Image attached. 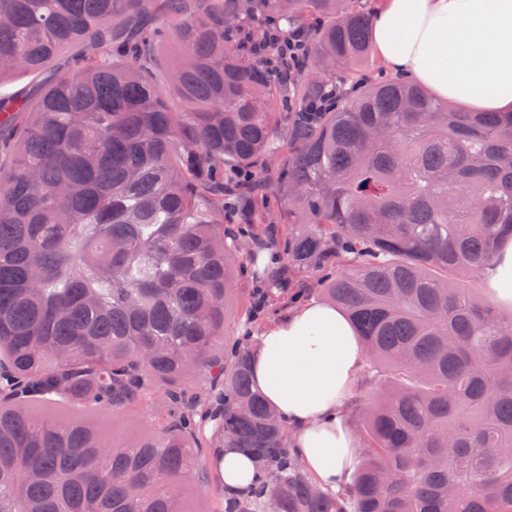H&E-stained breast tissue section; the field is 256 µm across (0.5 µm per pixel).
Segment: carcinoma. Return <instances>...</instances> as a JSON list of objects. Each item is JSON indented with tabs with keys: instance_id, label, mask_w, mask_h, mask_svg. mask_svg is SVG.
I'll list each match as a JSON object with an SVG mask.
<instances>
[{
	"instance_id": "obj_1",
	"label": "carcinoma",
	"mask_w": 512,
	"mask_h": 512,
	"mask_svg": "<svg viewBox=\"0 0 512 512\" xmlns=\"http://www.w3.org/2000/svg\"><path fill=\"white\" fill-rule=\"evenodd\" d=\"M370 26L362 0H0V78L85 46L0 99V512H187L201 425L264 464L224 512H512V313L479 288L512 239V116L366 79ZM271 224L288 282L348 315L386 383L336 493L253 389L249 347L224 356ZM147 396L135 441L33 408L117 424Z\"/></svg>"
}]
</instances>
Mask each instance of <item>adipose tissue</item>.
I'll list each match as a JSON object with an SVG mask.
<instances>
[{"instance_id":"ef3b65f1","label":"adipose tissue","mask_w":512,"mask_h":512,"mask_svg":"<svg viewBox=\"0 0 512 512\" xmlns=\"http://www.w3.org/2000/svg\"><path fill=\"white\" fill-rule=\"evenodd\" d=\"M372 46L386 67L439 99L474 112L512 113V0H377ZM484 286L512 304V241L487 267ZM366 351L345 313L311 300L262 335L251 361L254 388L292 432V447L321 486L350 485L357 440L341 412L355 405ZM225 492L258 473L247 453L221 448L214 460Z\"/></svg>"}]
</instances>
